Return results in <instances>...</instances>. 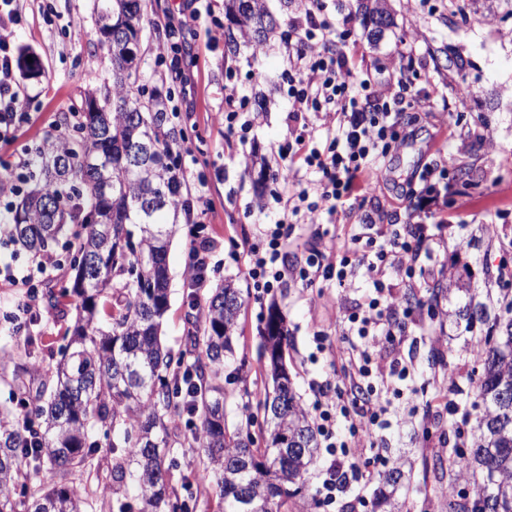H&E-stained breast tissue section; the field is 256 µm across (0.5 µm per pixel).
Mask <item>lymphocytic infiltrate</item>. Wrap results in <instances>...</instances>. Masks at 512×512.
Here are the masks:
<instances>
[{
    "label": "lymphocytic infiltrate",
    "mask_w": 512,
    "mask_h": 512,
    "mask_svg": "<svg viewBox=\"0 0 512 512\" xmlns=\"http://www.w3.org/2000/svg\"><path fill=\"white\" fill-rule=\"evenodd\" d=\"M298 2L295 40L288 46L283 71L291 138L277 149L280 164L275 188L255 203L258 212L275 208L281 216L262 225L257 243L248 246L245 256L250 285L259 293L279 287L287 275L310 285L333 280L348 288L358 264L366 267L372 279L373 297L352 308L348 317L350 335L362 340L357 358L349 362L351 385L322 386L323 400L315 406L314 421L330 458L318 492L330 503L348 476L349 447L373 442L385 425L389 402L378 396L373 375L401 382L410 376L398 333L402 318L411 317L413 311L402 306L386 284L385 274L395 269L415 277L421 257L432 253L434 238L421 223L383 239L372 236L377 213L365 205L366 193L374 186L392 143L405 139L404 114L416 104L405 96L409 77L398 74L393 88H381L360 77L353 53L336 45L335 17L323 11L319 0ZM18 21L13 11L0 16V142L12 140L25 118L11 30ZM321 119L334 127L333 137L323 142L310 131L313 121ZM447 176V169L433 164L421 167L407 191L416 211L440 198ZM325 211L356 215L359 233L329 252L289 257L288 239L295 223H316Z\"/></svg>",
    "instance_id": "1"
}]
</instances>
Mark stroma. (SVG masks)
<instances>
[{
	"instance_id": "stroma-1",
	"label": "stroma",
	"mask_w": 512,
	"mask_h": 512,
	"mask_svg": "<svg viewBox=\"0 0 512 512\" xmlns=\"http://www.w3.org/2000/svg\"><path fill=\"white\" fill-rule=\"evenodd\" d=\"M146 20L140 51L135 61L136 90L162 92L168 108L179 109L176 123L184 131L183 156L189 181L205 179L213 204L204 218V233L215 244L211 285L231 281L240 289L244 305L233 338L236 365L224 372V411L228 427L244 422L245 407L254 405L266 385L260 358L267 309L277 304L286 317L289 335L285 356L293 372L295 389L306 409H313L319 395L315 383L335 381L340 374L342 339L348 328L349 308L369 295L363 269L354 272L349 288L328 282L306 286L288 278L281 287L264 295L250 288L246 264L230 257L233 249L255 242L257 219L248 203L269 192L273 184L259 181L258 173L244 168L242 154L273 161L272 151L289 138L286 123L288 98L283 89L286 47L294 37L290 0H266L276 16L281 35L269 49L241 48L230 56L224 43H209L208 31L225 23L224 0H196L200 16L184 30L181 57L189 67L190 86L166 80L168 58L160 48L170 46L165 29L170 13L183 0H144ZM326 11L343 19L351 30L360 65L380 82L403 71L421 91L431 92L430 107L418 110L409 124L412 139L407 148L388 159V171L366 204L379 210L383 223L409 224L413 218L404 201L407 181L418 164L452 159L454 165H474L478 184L463 188L448 184V221L434 227L436 236L431 264L436 279L447 277L456 265L475 263L480 251L468 247V233L480 224L494 225L501 241L512 240V0H388L392 25L372 39L363 26L359 0H322ZM20 20L14 27L19 49L38 58L43 74L21 78L27 118L12 142L0 143V176L12 173L16 154L39 145L54 133L59 116L80 105L86 89L112 73V62L96 34L94 0H16ZM459 68L449 67L448 59ZM233 80L238 94L248 96L256 110L247 143H226L217 117L225 108L224 83ZM320 227L296 225L290 237L291 255L322 247L323 236L346 237L356 233L349 217L321 215ZM191 236L187 224H179L167 255L170 307L161 328L164 346L180 350L192 312L185 283ZM44 281L34 288L0 285V329L17 322L19 308L31 306L45 343L58 349L71 319L49 310L34 299ZM450 327L422 318L407 325L403 345L417 392L435 394L437 387L454 384L459 411L472 414L475 388L470 379L473 361L459 357L461 340L452 338ZM415 394L393 399L391 425L381 430L378 452L387 461L406 459L412 465V486L400 501L405 512H446L449 480L438 479L432 468L436 455H447L423 441L419 434L423 416H431L437 432L452 435V416L440 409L423 412ZM183 425L170 428L165 450L171 461V485L193 504V512H221L213 483H196L182 489L180 475L198 463L197 449L183 441ZM374 481L339 487L330 505L312 512H372Z\"/></svg>"
}]
</instances>
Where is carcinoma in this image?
I'll return each mask as SVG.
<instances>
[{
    "label": "carcinoma",
    "mask_w": 512,
    "mask_h": 512,
    "mask_svg": "<svg viewBox=\"0 0 512 512\" xmlns=\"http://www.w3.org/2000/svg\"><path fill=\"white\" fill-rule=\"evenodd\" d=\"M235 30L224 33L231 55L244 41L267 45L278 22L265 0H227ZM102 38L112 34V80L85 92L74 121L63 119L66 139L35 150L29 189L12 208L0 233L33 258L67 256L59 269L69 284L46 286L50 310H75L63 345L33 365L18 363L0 382L17 389L38 376L35 397L19 400V412H0V512H90L93 500L76 484L93 471L101 448L112 449L109 482L133 486L136 504H100L118 512H189L175 497L165 468L171 415L198 417L187 442L203 452V466L182 477L215 483L223 512H281L306 487L320 454L315 423L303 407L284 358L288 326L271 305L262 352L272 390L259 399L265 427L229 434L219 380L233 359L242 300L231 282L218 286L191 322L185 348L163 349L160 330L169 309L167 255L182 206L176 170L183 132L162 99L132 93L138 46L128 47L126 28L144 22L141 0H95ZM371 38L392 24L387 0L368 7ZM142 152L127 169V152ZM483 287L470 274L452 276L431 289L430 302L448 301L441 317L470 334L480 411L470 447L450 448L433 470L465 483L448 500V512H512V269L483 255ZM9 337L30 356L39 337ZM411 473L396 463L378 474L375 512H401L398 491Z\"/></svg>",
    "instance_id": "carcinoma-1"
}]
</instances>
